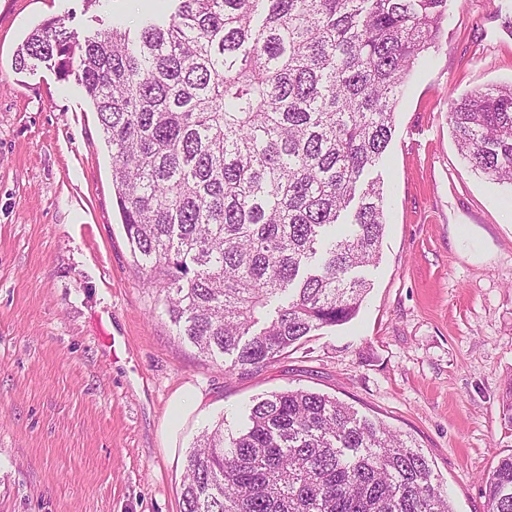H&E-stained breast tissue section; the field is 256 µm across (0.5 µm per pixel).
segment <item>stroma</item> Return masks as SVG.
<instances>
[{"label": "stroma", "instance_id": "35a3bbf8", "mask_svg": "<svg viewBox=\"0 0 512 512\" xmlns=\"http://www.w3.org/2000/svg\"><path fill=\"white\" fill-rule=\"evenodd\" d=\"M171 0H0V512H183L203 431L237 433L267 394L304 389L411 436L454 512H487L484 474L512 454V185L477 174L453 100L512 83V0H448L399 100L387 226L350 322L229 373L181 341L147 288L112 198V156L75 80L15 52L44 20L134 30ZM202 404L175 435L181 387ZM203 400V394L192 387L181 388L168 406L167 430L172 432L182 418L193 412Z\"/></svg>", "mask_w": 512, "mask_h": 512}]
</instances>
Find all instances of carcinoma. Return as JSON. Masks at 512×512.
Wrapping results in <instances>:
<instances>
[{
	"instance_id": "cac0c4a2",
	"label": "carcinoma",
	"mask_w": 512,
	"mask_h": 512,
	"mask_svg": "<svg viewBox=\"0 0 512 512\" xmlns=\"http://www.w3.org/2000/svg\"><path fill=\"white\" fill-rule=\"evenodd\" d=\"M163 20L81 36L52 18L14 66L75 74L112 148L115 203L176 335L228 371L350 321L376 263L395 109L446 0H175ZM459 151L512 184V84L452 103ZM512 512V455L485 477ZM183 512H453L412 441L318 392H273L187 456Z\"/></svg>"
}]
</instances>
